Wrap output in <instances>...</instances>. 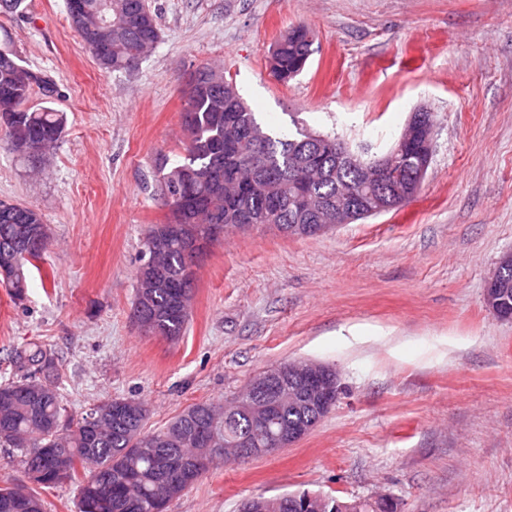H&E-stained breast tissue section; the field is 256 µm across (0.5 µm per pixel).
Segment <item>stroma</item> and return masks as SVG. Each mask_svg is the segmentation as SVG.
<instances>
[{
  "mask_svg": "<svg viewBox=\"0 0 512 512\" xmlns=\"http://www.w3.org/2000/svg\"><path fill=\"white\" fill-rule=\"evenodd\" d=\"M160 39L133 72L100 69L65 0L0 14L21 65L58 82L66 115L32 171L0 146V199L40 210L52 243L15 303L0 287V382L15 348L63 362L73 414L106 397L147 403V430L224 402L292 360L337 368L330 413L294 446L220 461L167 512H240L310 492L391 499L396 512H512V321L484 288L512 252V0H149ZM315 34L302 74L275 81L274 43ZM223 67L269 129L336 132L389 152L412 113L434 123L429 167L405 207L311 237L224 234L197 263L178 339L132 317L142 238L167 211L153 160L181 150L183 90Z\"/></svg>",
  "mask_w": 512,
  "mask_h": 512,
  "instance_id": "35a3bbf8",
  "label": "stroma"
}]
</instances>
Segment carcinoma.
I'll use <instances>...</instances> for the list:
<instances>
[{
  "label": "carcinoma",
  "instance_id": "cac0c4a2",
  "mask_svg": "<svg viewBox=\"0 0 512 512\" xmlns=\"http://www.w3.org/2000/svg\"><path fill=\"white\" fill-rule=\"evenodd\" d=\"M305 25L291 28L273 46L270 58L275 80L286 84L304 70L314 52ZM157 16L147 0H112V49L109 71H131L146 46L159 40ZM233 82L224 71L204 66L185 89L182 124L187 132L183 151L156 163L154 195L168 210L166 221L152 224L143 239L148 255L150 236L162 226L171 229L160 259L163 273L152 278L141 266L136 273L135 297L141 311L152 320L153 333L169 339L182 336L190 310L182 308L178 285L185 268V254L192 238H205L210 226L266 224L276 229L290 224H314L300 205L304 197L336 200L345 191L366 196L359 169L370 162L342 139L302 127L275 133L265 128L240 95L231 99ZM50 102L58 96L55 79L24 66L0 67V129L5 145L31 138L43 140L52 153L64 133L63 113L50 107L32 110L27 104L34 92ZM242 119L259 128L265 138L256 143L245 137L233 147L224 145V123ZM274 178L279 192L269 196L262 181ZM43 223L40 211L21 203L0 210V266L10 267V278L0 286L12 299L27 295L31 267L45 251L33 252L35 226ZM13 377L0 383V445L20 451L24 469L40 477L25 491L37 512H44L39 490L62 481L77 486L79 512H166L174 494L157 501L171 476L193 468L184 449L195 445L199 430L209 432L214 446L247 440L288 424H308L315 411L306 405H288L260 427L249 406L224 413L208 401L194 403L164 428L144 432L149 409L124 412L120 398H104L77 420L68 414L61 392L62 359L39 344L15 349L10 356Z\"/></svg>",
  "mask_w": 512,
  "mask_h": 512
}]
</instances>
